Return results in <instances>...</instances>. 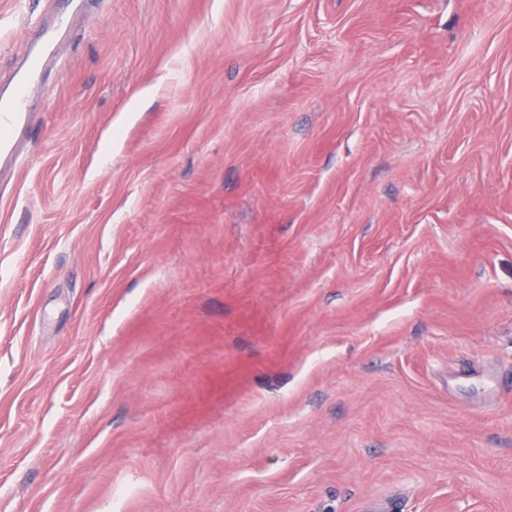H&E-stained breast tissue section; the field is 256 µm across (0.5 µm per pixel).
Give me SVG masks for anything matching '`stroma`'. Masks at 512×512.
Returning a JSON list of instances; mask_svg holds the SVG:
<instances>
[{"label": "stroma", "mask_w": 512, "mask_h": 512, "mask_svg": "<svg viewBox=\"0 0 512 512\" xmlns=\"http://www.w3.org/2000/svg\"><path fill=\"white\" fill-rule=\"evenodd\" d=\"M45 0H0V84ZM0 166V512H512V0H96Z\"/></svg>", "instance_id": "35a3bbf8"}]
</instances>
